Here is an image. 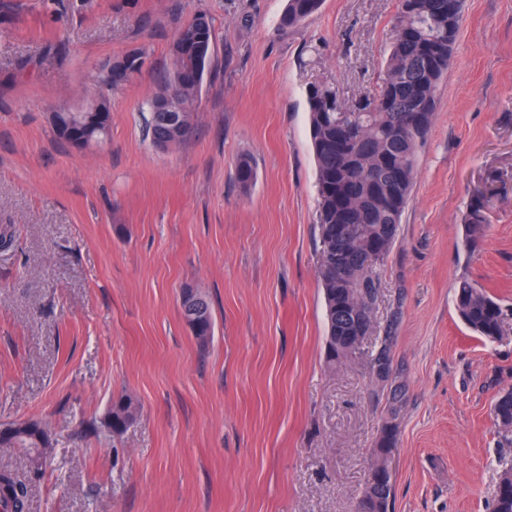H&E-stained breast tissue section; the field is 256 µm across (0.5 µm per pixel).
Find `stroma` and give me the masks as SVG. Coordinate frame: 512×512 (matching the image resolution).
<instances>
[{"label": "stroma", "mask_w": 512, "mask_h": 512, "mask_svg": "<svg viewBox=\"0 0 512 512\" xmlns=\"http://www.w3.org/2000/svg\"><path fill=\"white\" fill-rule=\"evenodd\" d=\"M286 2L0 0V425L33 418L53 439L29 512H354L384 405L364 356L325 363L307 91L376 92L401 3L322 0L285 28ZM200 13L213 53L193 131L161 151L149 105ZM133 51V79L102 84ZM101 96L103 144L56 135L55 112ZM377 277L374 334L392 332L406 384L391 512H490L512 468L492 414L512 389V0L463 2ZM463 278L509 308L498 339L460 320ZM189 289L211 306L204 344L181 313ZM122 393L142 410L115 437L99 422ZM136 54L138 55L137 52L128 54V55L122 57L121 59H117V60H123L125 57L133 56ZM138 59H141V62L137 66L132 64L130 67H123V68L121 67L120 68L121 63L117 62L112 67V64L117 60H115V61L111 60L107 64H105L103 71H104L110 85L112 87L121 86V85H123V83H126L133 76V74L138 72L142 68V66L145 64L146 57L144 56V54L140 53Z\"/></svg>", "instance_id": "35a3bbf8"}]
</instances>
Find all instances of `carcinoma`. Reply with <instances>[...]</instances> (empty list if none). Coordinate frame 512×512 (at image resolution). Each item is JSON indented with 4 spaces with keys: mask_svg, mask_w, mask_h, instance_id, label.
<instances>
[{
    "mask_svg": "<svg viewBox=\"0 0 512 512\" xmlns=\"http://www.w3.org/2000/svg\"><path fill=\"white\" fill-rule=\"evenodd\" d=\"M322 0H287L280 18L284 27L306 22ZM397 17L390 53L385 61L379 90L346 103L328 85L309 88L310 137L317 165L318 275L323 287L327 322V362L341 361L347 337L358 324L352 311L364 307L378 291L376 268L388 256L397 236L401 215L409 200L418 165L419 149L432 124L436 90L448 71L458 32L463 0H408ZM187 32L174 41L172 72L195 74L204 81L213 29L206 31L205 48L195 53L183 47ZM142 65L112 67V86L127 82ZM105 101H93L80 115L83 129L103 143L112 125V112ZM483 231L479 209L471 212L466 225L467 242L475 244ZM456 310L478 335L496 339L505 318L503 306L478 285L462 281L456 289ZM395 337L386 331L368 355L372 381L388 394V415L375 448H395L397 419L403 407L406 386L397 381L393 364ZM138 401L122 394L112 400L103 418L109 425L115 415L133 422ZM499 427L512 431V391L501 395L493 406ZM33 419L4 427L0 448H9L30 459L38 448L52 447L51 440L39 444L29 429ZM391 459L374 454V477L365 482L359 500L371 504L372 512H390L394 496ZM42 466H30L20 475L0 470V512H26L32 478ZM492 512H512V468L499 478Z\"/></svg>",
    "mask_w": 512,
    "mask_h": 512,
    "instance_id": "carcinoma-1",
    "label": "carcinoma"
}]
</instances>
